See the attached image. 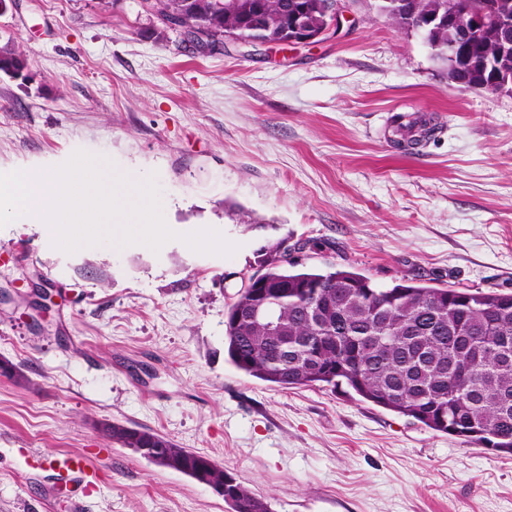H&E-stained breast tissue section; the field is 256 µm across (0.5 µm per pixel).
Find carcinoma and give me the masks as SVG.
Instances as JSON below:
<instances>
[{"label":"carcinoma","mask_w":512,"mask_h":512,"mask_svg":"<svg viewBox=\"0 0 512 512\" xmlns=\"http://www.w3.org/2000/svg\"><path fill=\"white\" fill-rule=\"evenodd\" d=\"M317 0H153L163 19L177 18L221 42L250 34L247 15L267 17L266 35L279 38L302 19L318 27ZM417 14L448 10V0H410ZM489 40L467 48L471 63L458 79L476 90L485 75L476 62L494 53ZM27 65L20 47L0 46V73ZM276 241L251 283L238 290L224 319V350L240 371L291 388L346 386L364 401L425 427L512 453V294L437 288L401 278L378 286L333 264L282 263ZM104 431L123 448L149 445L173 463L165 467L199 480V464L226 474L209 457L178 447L144 428L108 423ZM224 502L231 512H272L267 500L237 482Z\"/></svg>","instance_id":"obj_1"}]
</instances>
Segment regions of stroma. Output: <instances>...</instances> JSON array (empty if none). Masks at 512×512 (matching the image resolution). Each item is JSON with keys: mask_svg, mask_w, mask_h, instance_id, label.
<instances>
[{"mask_svg": "<svg viewBox=\"0 0 512 512\" xmlns=\"http://www.w3.org/2000/svg\"><path fill=\"white\" fill-rule=\"evenodd\" d=\"M339 32L288 48L225 39L208 53L141 0H16L0 45V173L82 151L153 182L175 239L68 253L40 224L0 227V512H228L190 477L107 439L152 429L223 465L273 512H512V454L433 431L347 388L283 389L236 369L224 317L267 241L303 242L377 284L512 293V92L451 82L378 0H340ZM441 130L390 140L389 117ZM211 228L237 244L199 253ZM21 259H13L15 244ZM92 475L55 482L64 456ZM22 66L27 67V62L19 46L9 43L0 46V73L7 75L10 69L16 70Z\"/></svg>", "mask_w": 512, "mask_h": 512, "instance_id": "1", "label": "stroma"}]
</instances>
